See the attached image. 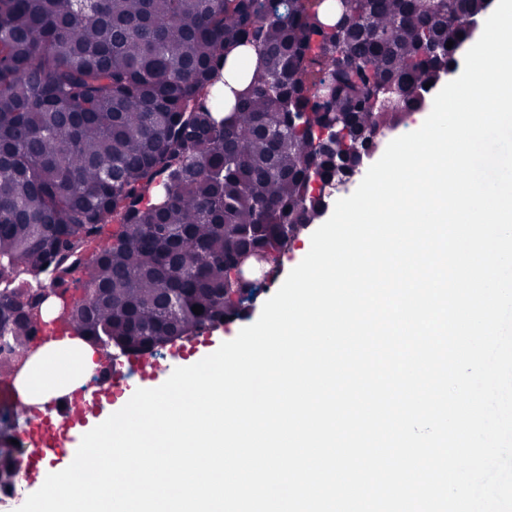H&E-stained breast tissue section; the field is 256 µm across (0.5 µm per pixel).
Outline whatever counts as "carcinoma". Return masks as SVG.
Wrapping results in <instances>:
<instances>
[{
    "instance_id": "1",
    "label": "carcinoma",
    "mask_w": 512,
    "mask_h": 512,
    "mask_svg": "<svg viewBox=\"0 0 512 512\" xmlns=\"http://www.w3.org/2000/svg\"><path fill=\"white\" fill-rule=\"evenodd\" d=\"M345 7L358 22L338 35L323 0H0V337L13 359L44 328L23 314L47 271L62 295L83 287L59 321L92 345L146 350L242 318L237 262L258 251L280 267L321 204L313 183L344 179L369 130L425 106L424 84L467 41L451 16L486 0ZM377 84L401 111L373 103ZM329 121L349 134L333 150Z\"/></svg>"
}]
</instances>
